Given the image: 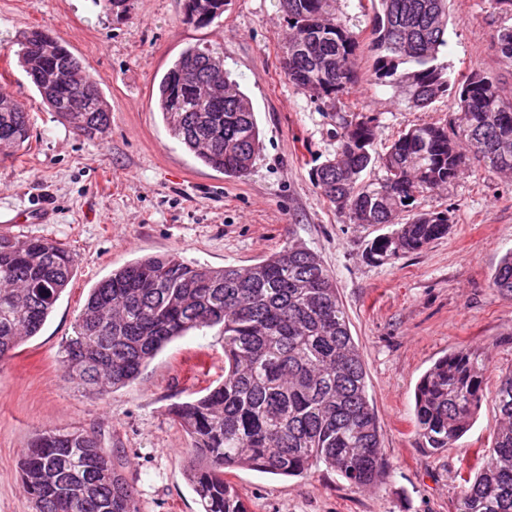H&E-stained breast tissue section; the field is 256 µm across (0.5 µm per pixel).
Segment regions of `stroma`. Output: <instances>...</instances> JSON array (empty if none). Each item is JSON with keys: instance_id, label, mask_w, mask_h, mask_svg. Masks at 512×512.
Segmentation results:
<instances>
[{"instance_id": "35a3bbf8", "label": "stroma", "mask_w": 512, "mask_h": 512, "mask_svg": "<svg viewBox=\"0 0 512 512\" xmlns=\"http://www.w3.org/2000/svg\"><path fill=\"white\" fill-rule=\"evenodd\" d=\"M339 9L359 43L357 82L333 110L285 76L289 29L277 0H224L206 27L186 21V0H130L123 14L92 0H0V86L25 104L31 122L29 147L0 160V233L47 238L76 258L41 331L0 363V512H31L19 463L34 435L50 429L96 435L141 512H201L186 478L191 439L168 408L223 381L218 329L177 338L135 382L104 397L78 391L59 352L89 288L114 269L174 253L211 267L246 266L291 241L315 252L336 282L392 475L364 488L322 467L290 478L240 469L230 481L249 512H455L463 476L499 426L498 379L512 371V294L491 286L512 250V173L464 169L417 202L418 210L447 212V236L392 261L368 260V244L388 225L350 222L313 181L316 162L335 154L337 111L377 116L381 152L415 125L453 118L454 97L416 108L403 88L375 85L370 0H341ZM448 9L439 64L457 80L489 72L512 85V63L494 44L512 14L490 0H449ZM36 28L66 43L98 81L112 112L101 138L62 123L20 66L17 41ZM196 44L223 48L225 69L252 100L264 149L248 176L203 166L155 109L170 61ZM461 348L491 358L484 398L455 447L434 454L416 444L415 387L436 359Z\"/></svg>"}]
</instances>
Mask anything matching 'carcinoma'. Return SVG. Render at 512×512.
<instances>
[{"instance_id":"1","label":"carcinoma","mask_w":512,"mask_h":512,"mask_svg":"<svg viewBox=\"0 0 512 512\" xmlns=\"http://www.w3.org/2000/svg\"><path fill=\"white\" fill-rule=\"evenodd\" d=\"M373 68L377 85H404L419 108L451 86L437 64L446 44L448 0H372ZM292 34L282 68L299 89L336 104L356 82L357 41L340 0H279ZM500 58L512 61V27L496 36ZM19 59L42 102L88 139L105 133L111 112L81 61L49 33L33 29ZM224 53L184 49L158 84L163 123L203 165L241 177L262 146L250 98L219 72L209 90L180 85L194 73L208 79ZM0 105V153L13 156L30 140L28 112L11 97ZM459 115L423 124L374 149L377 119L337 114L336 153L313 174L321 194L357 224H394L374 239L367 257L389 261L421 251L448 234V211L416 212L417 197L451 184L468 161L489 172L512 171V92L485 73L458 83ZM381 179L363 174L375 164ZM73 255L42 237L0 234V362L36 335L67 288ZM492 287L512 293V251ZM220 328L224 381L169 407L191 437L186 476L203 512H249L224 475L247 469L297 477L320 465L357 487L379 486L391 467L381 448L367 373L336 284L311 250L288 244L247 268H213L176 255L141 258L91 288L60 362L79 389L104 395L135 381L170 341L190 330ZM488 354L461 349L438 358L415 389L419 447L443 452L469 430L483 399ZM501 414L492 447L476 457L474 481L462 488L457 512H512V372L496 391ZM21 489L33 512H140L133 485L112 455L85 430H45L21 462Z\"/></svg>"}]
</instances>
